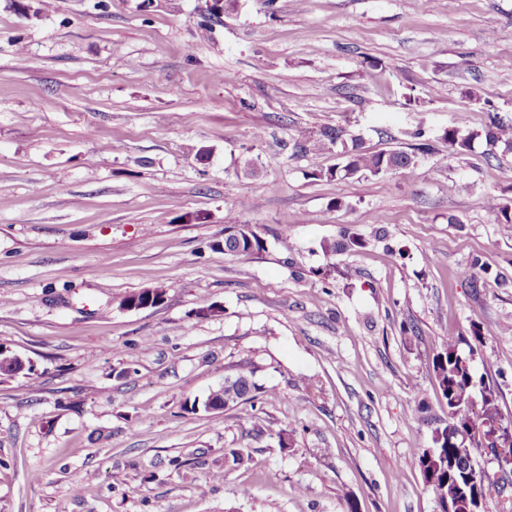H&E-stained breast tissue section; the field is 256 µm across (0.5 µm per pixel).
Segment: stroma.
<instances>
[{
  "label": "stroma",
  "instance_id": "1",
  "mask_svg": "<svg viewBox=\"0 0 512 512\" xmlns=\"http://www.w3.org/2000/svg\"><path fill=\"white\" fill-rule=\"evenodd\" d=\"M206 9L0 0V347L32 366L0 376V512H437L414 453L449 336L486 328L475 372L512 417V227L485 206L512 205V153L441 139L512 123V0H229L208 32ZM418 126L408 179H315L335 152L298 147ZM346 228L366 247L324 255ZM242 370L256 400L185 411ZM224 253L228 256H246L263 247L256 225L241 224L236 212L224 217ZM241 239V242H240Z\"/></svg>",
  "mask_w": 512,
  "mask_h": 512
}]
</instances>
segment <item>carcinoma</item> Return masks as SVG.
I'll return each mask as SVG.
<instances>
[{
  "mask_svg": "<svg viewBox=\"0 0 512 512\" xmlns=\"http://www.w3.org/2000/svg\"><path fill=\"white\" fill-rule=\"evenodd\" d=\"M481 137L492 146L500 143L505 150H512V124L494 120L481 132L451 127L441 135L448 143V153L453 155L472 151L474 141ZM338 143L342 144V149L337 155L343 162L326 170H313V178L365 179L386 173L409 178L419 163L418 153L414 151H368L355 139L352 146L347 147L343 145L341 131L334 128L323 129L318 138L300 144V149L318 156ZM487 208L494 223L512 226V212L499 199L489 198ZM365 245L366 240L360 234L345 229L338 239L322 241L320 248L330 256ZM262 247L257 225L240 223L235 212L226 214L224 254L246 256ZM487 273L488 267L475 259L465 267L463 276L470 287L477 289L483 285V275ZM462 344L468 347L466 355L459 350ZM483 347V336L479 331L469 339L450 336L444 350L429 365L435 389L446 400L447 412L446 418L437 419L431 445L417 449L415 457L425 485L438 497V512H468L478 502L482 504L481 512H506L502 508L495 510L492 505L502 497V489L512 476V465L499 469L501 475L496 476L482 469L478 460L484 452L494 455L495 440L512 434V421L505 418L499 407L498 387L472 371L473 358L482 356ZM224 385V393L234 392L235 403L257 398L258 387L250 371L225 378Z\"/></svg>",
  "mask_w": 512,
  "mask_h": 512,
  "instance_id": "carcinoma-1",
  "label": "carcinoma"
}]
</instances>
